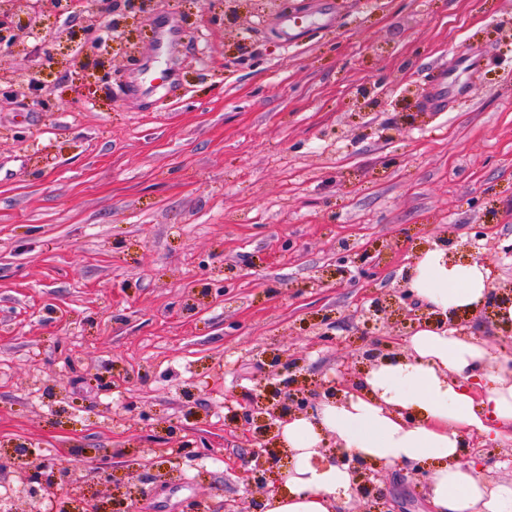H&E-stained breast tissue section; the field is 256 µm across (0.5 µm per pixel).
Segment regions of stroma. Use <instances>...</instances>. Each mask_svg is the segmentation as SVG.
<instances>
[{
  "label": "stroma",
  "instance_id": "35a3bbf8",
  "mask_svg": "<svg viewBox=\"0 0 512 512\" xmlns=\"http://www.w3.org/2000/svg\"><path fill=\"white\" fill-rule=\"evenodd\" d=\"M206 2L128 24L110 84L76 92L61 45L49 110L0 102V512H255V394L315 398L409 335L372 307L432 243L496 245L490 281H512V0H294L295 38ZM171 19L176 91L138 95ZM466 49L468 95L425 111ZM458 321L512 356L495 307ZM32 454L68 484L19 495ZM376 473L349 512H428L423 473ZM430 86V92L425 99V107L429 112L446 111L447 92L451 89L457 91L461 89L455 83L453 74H450L446 69L439 70L433 74Z\"/></svg>",
  "mask_w": 512,
  "mask_h": 512
}]
</instances>
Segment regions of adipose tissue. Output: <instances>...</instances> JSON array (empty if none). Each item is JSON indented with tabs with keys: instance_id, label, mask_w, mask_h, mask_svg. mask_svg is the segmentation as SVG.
I'll use <instances>...</instances> for the list:
<instances>
[{
	"instance_id": "ef3b65f1",
	"label": "adipose tissue",
	"mask_w": 512,
	"mask_h": 512,
	"mask_svg": "<svg viewBox=\"0 0 512 512\" xmlns=\"http://www.w3.org/2000/svg\"><path fill=\"white\" fill-rule=\"evenodd\" d=\"M408 286L422 305L447 317L490 300L485 264L453 261L439 247L414 259ZM329 436L362 461H434L430 512H512V479L491 478L462 459L470 439L512 442V357L459 328L420 326L404 353L374 363L341 400L283 425L291 465L263 512H346L355 481L348 465L325 451Z\"/></svg>"
}]
</instances>
